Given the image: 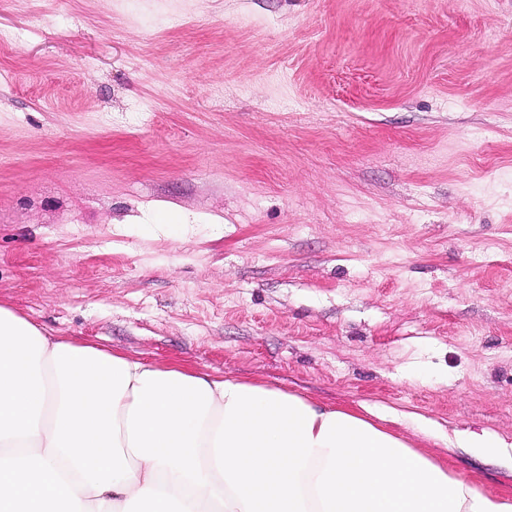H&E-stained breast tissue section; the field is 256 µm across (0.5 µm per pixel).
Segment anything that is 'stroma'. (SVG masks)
Wrapping results in <instances>:
<instances>
[{"instance_id":"35a3bbf8","label":"stroma","mask_w":512,"mask_h":512,"mask_svg":"<svg viewBox=\"0 0 512 512\" xmlns=\"http://www.w3.org/2000/svg\"><path fill=\"white\" fill-rule=\"evenodd\" d=\"M0 305L511 494L512 0H0ZM459 446V448H472L478 454L510 457L509 450L512 444L508 445L505 441L494 433L487 431H454L453 438L448 435V447Z\"/></svg>"}]
</instances>
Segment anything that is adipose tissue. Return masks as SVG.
<instances>
[{
    "label": "adipose tissue",
    "mask_w": 512,
    "mask_h": 512,
    "mask_svg": "<svg viewBox=\"0 0 512 512\" xmlns=\"http://www.w3.org/2000/svg\"><path fill=\"white\" fill-rule=\"evenodd\" d=\"M0 512H512L344 407L49 335L0 306Z\"/></svg>",
    "instance_id": "1"
}]
</instances>
